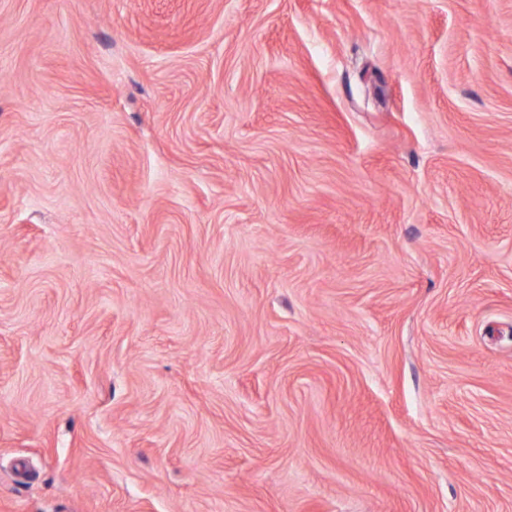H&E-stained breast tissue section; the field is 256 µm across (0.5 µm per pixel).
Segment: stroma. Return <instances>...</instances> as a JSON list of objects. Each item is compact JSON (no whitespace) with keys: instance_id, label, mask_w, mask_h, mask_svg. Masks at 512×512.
Returning <instances> with one entry per match:
<instances>
[{"instance_id":"1","label":"stroma","mask_w":512,"mask_h":512,"mask_svg":"<svg viewBox=\"0 0 512 512\" xmlns=\"http://www.w3.org/2000/svg\"><path fill=\"white\" fill-rule=\"evenodd\" d=\"M0 512H512V0H0Z\"/></svg>"}]
</instances>
